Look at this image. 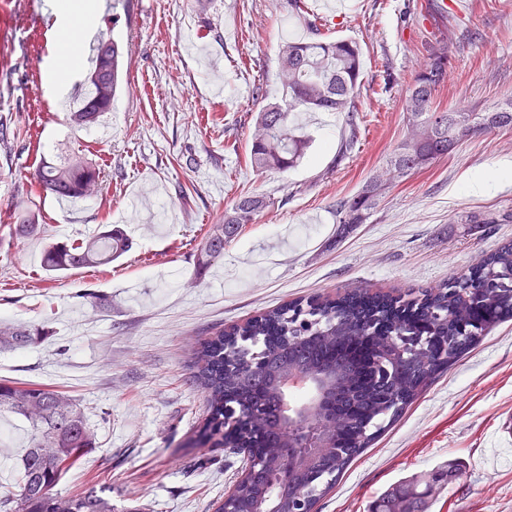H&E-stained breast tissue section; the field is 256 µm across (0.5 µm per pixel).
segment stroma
Masks as SVG:
<instances>
[{"label":"stroma","instance_id":"35a3bbf8","mask_svg":"<svg viewBox=\"0 0 512 512\" xmlns=\"http://www.w3.org/2000/svg\"><path fill=\"white\" fill-rule=\"evenodd\" d=\"M321 34L359 43L357 127L345 113L304 112V157L284 172L247 162L255 120L280 99L283 41L312 39L288 0H104L85 63L66 100L46 83L61 47L45 0H0V318L47 322L51 334L0 351V381L50 387L83 410L96 444L67 469L63 496L96 488L115 512H215L246 465L243 453L202 446L205 394L193 378L198 341L296 298L348 288L405 294L466 271L511 224L457 223L512 208V130L466 141L395 183L368 220L341 234L334 205L383 172L406 131V90L445 40L453 63L435 93L444 108L481 110L512 95V0H466L447 15L425 0H349ZM124 51L111 112L85 130L68 115L101 37ZM351 150H343L348 134ZM82 154L99 189L69 211L31 185L41 162ZM494 181L476 182L488 172ZM244 194L266 206L198 273L210 225ZM40 217L12 235L16 208ZM124 218L133 248L112 263L50 277L41 264L60 225L96 234ZM29 425L0 416V495L16 491ZM463 467L431 512H512V321L495 327L440 374L355 459L317 512H367L391 484L451 461Z\"/></svg>","mask_w":512,"mask_h":512}]
</instances>
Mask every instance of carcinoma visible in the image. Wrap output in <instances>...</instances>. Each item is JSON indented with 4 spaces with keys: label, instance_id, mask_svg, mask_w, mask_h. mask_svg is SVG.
<instances>
[{
    "label": "carcinoma",
    "instance_id": "cac0c4a2",
    "mask_svg": "<svg viewBox=\"0 0 512 512\" xmlns=\"http://www.w3.org/2000/svg\"><path fill=\"white\" fill-rule=\"evenodd\" d=\"M283 96L264 105L257 116L249 149L250 165L262 171L295 166L306 141L295 135L292 113L344 112L354 143L362 53L357 43L341 38L306 42L287 40L278 52ZM452 59L445 44L427 50L405 97L407 133L388 160L389 177L373 175L354 195L336 201V223L348 233L369 218L392 182L421 171L460 146L456 125L462 120L474 135L512 129V98L475 112L443 109L434 100ZM69 113L70 124L92 126L111 103L97 104L100 89ZM99 185V171L80 155L45 162L34 187L54 197L87 198ZM266 205L264 198L244 196L211 225L196 257L204 272L224 258V243L252 223ZM459 224H511L512 210L468 213ZM39 216L17 218L15 232L31 235ZM120 229H108L70 245L52 243L43 253L45 271L63 273L101 265L132 249ZM512 320V244H504L448 283L403 299L390 293L354 288L334 296L294 301L219 331L195 352V380L206 392L208 415L203 434L224 444V409L233 405L240 448L262 453L263 468L236 485L233 507L239 512H267L270 503L289 496L296 512H308L344 469L371 445L384 419H394L443 371L495 325ZM49 335L44 324L0 321V350H19ZM372 347L385 357L368 366L360 351ZM302 372L337 391L332 417L311 409L307 424L287 423L284 375ZM0 413L25 420L33 446L20 462V485L12 497H0V512H113L111 500L91 489L75 496L55 491L61 473L80 462L94 445L81 409L66 394L49 387L0 382ZM302 440L305 452L284 456L281 449ZM457 472L453 464L397 481L371 504L370 512H431L436 494Z\"/></svg>",
    "mask_w": 512,
    "mask_h": 512
}]
</instances>
